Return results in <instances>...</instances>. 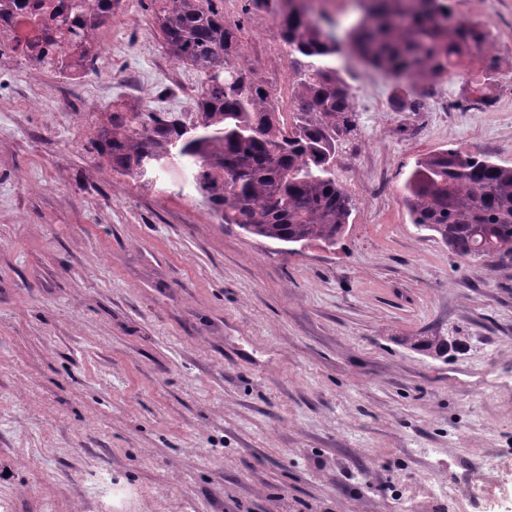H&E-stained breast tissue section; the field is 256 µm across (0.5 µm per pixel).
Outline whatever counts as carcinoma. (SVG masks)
<instances>
[{
  "label": "carcinoma",
  "mask_w": 512,
  "mask_h": 512,
  "mask_svg": "<svg viewBox=\"0 0 512 512\" xmlns=\"http://www.w3.org/2000/svg\"><path fill=\"white\" fill-rule=\"evenodd\" d=\"M113 0H0V55L61 75L94 69L98 33ZM166 55L192 70L197 112H128L114 107L89 151L110 170L150 182L172 156L224 224L274 243L334 246L352 199L336 179V156L357 113L334 37L335 22L305 13L299 0H251L270 12L288 47L293 109L279 111L272 87L235 61L241 25L216 0H150ZM351 53L394 84L393 107L416 111L410 85L427 88L463 58L482 63L467 103L490 104L502 67L489 33L453 17L452 0H358ZM410 221L460 258H512V166L458 147L415 159L402 185ZM429 355L448 337L406 338Z\"/></svg>",
  "instance_id": "1"
}]
</instances>
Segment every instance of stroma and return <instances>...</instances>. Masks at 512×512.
<instances>
[{"label": "stroma", "mask_w": 512, "mask_h": 512, "mask_svg": "<svg viewBox=\"0 0 512 512\" xmlns=\"http://www.w3.org/2000/svg\"><path fill=\"white\" fill-rule=\"evenodd\" d=\"M242 63L289 108L288 49L249 0ZM512 57V0H456ZM96 70L0 57V512H512V260L467 261L410 223L399 187L448 146L512 166V79L469 107L452 74L395 111L345 79L357 130L333 248L218 223L191 178L151 185L88 155L117 103L194 112L149 0H116ZM459 337L447 358L409 336ZM483 470L465 496L449 484ZM106 481L125 497L101 501Z\"/></svg>", "instance_id": "obj_1"}]
</instances>
